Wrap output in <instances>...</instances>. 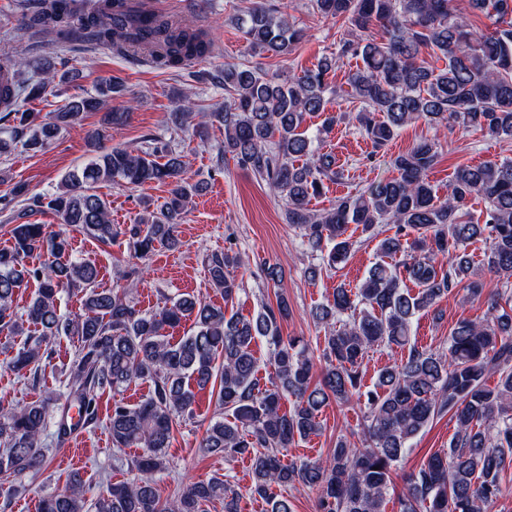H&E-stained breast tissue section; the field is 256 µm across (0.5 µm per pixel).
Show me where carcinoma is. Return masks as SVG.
<instances>
[{"instance_id": "carcinoma-1", "label": "carcinoma", "mask_w": 512, "mask_h": 512, "mask_svg": "<svg viewBox=\"0 0 512 512\" xmlns=\"http://www.w3.org/2000/svg\"><path fill=\"white\" fill-rule=\"evenodd\" d=\"M73 2L51 0L23 25L53 24L60 35H87L175 71L213 49L209 35L165 14L133 9L129 0H94L78 14ZM313 4L322 16L348 23L336 54L288 79L226 64L224 111L196 112L183 100L171 121L180 131L215 124L224 129V154L285 200L288 223L302 227L308 250L327 266L345 264L355 251L348 225L378 240L380 260L357 291L339 284L332 297L311 310L324 330L320 382L311 385L308 344L281 336V322L289 314L285 297L250 318L228 316L224 307L190 294L146 314L131 304L126 289L97 287L96 264L71 259L66 232L50 233L26 220L47 210L63 226L102 242L124 234L136 259L159 247L180 246L176 225L202 190L201 183L190 182L184 151L154 135L140 148L109 147L103 130H90L87 143L94 156L65 175L55 193L30 198L17 214L22 223L11 230L12 245L0 249V332L24 336L12 370L35 385L51 363L55 336L64 332L78 342L68 366L66 403L56 404L49 394L23 405L0 404V477L16 482L37 473L46 461L49 431L61 439L96 427L101 391L121 392L141 381L150 384V392L136 404L114 401L106 422L113 447L142 449L128 463L133 477L92 499L75 477L67 489L43 495L40 512H206L216 500L224 501L225 512H238L240 494L225 474L193 482L165 501L155 488L156 476L167 469L174 426L193 418L194 389L207 387L220 413L211 419L199 450L248 459V494L270 505V512H293L282 490L296 484L318 491L319 512H385L395 467L422 430L446 414L456 425L449 447L409 475L397 497L398 512H491L499 499L501 474L512 466V292L485 293L482 275L512 280V160L459 164L440 195L429 180L440 143L423 139L391 160L396 177L340 196L333 208L318 213L309 203L321 194L324 180L339 182L345 174L335 156L312 149L303 124L322 112L321 130L328 133L344 119L341 112H325V77L343 59L355 57L362 66L348 75L347 84L363 104L355 120L373 147L385 146L416 121L512 139V0H469L472 10L490 20L492 28L485 32L457 12L452 0ZM236 25L257 54L286 56L303 38L302 29L263 0H255ZM429 50L442 56L444 68L426 61ZM28 67L22 58L0 59V70L11 72L10 83L0 86L9 110L22 95L38 98L53 83L65 87L77 77L74 69L60 72L49 65L27 83L22 76ZM124 95V85L110 80L95 96L67 97L50 122L38 121L34 112H16L9 139L0 137V153L17 143L42 149L61 130L83 126L85 114L102 109L103 124L122 125L131 108L114 112L108 103ZM106 182L164 184L168 201L156 210L145 208L123 232L98 192ZM473 198L485 203L481 222L469 210ZM389 223L397 231L379 238L380 225ZM478 238L488 241V248L477 263L468 245ZM35 253L46 260L30 267L27 259ZM396 256L399 261L387 262ZM240 266L241 258L228 252L208 260L210 279L226 303L239 291L235 272ZM32 281L38 288L21 316L14 311L15 298ZM457 288L473 300L485 299L483 319L458 321L442 350L417 344L413 318ZM74 290L82 293L83 312L65 318L58 295ZM187 322L190 328L180 338L168 333ZM258 339L269 347L267 384L258 377L253 354ZM378 347L407 354L380 368L366 389L361 365ZM495 374L499 379L491 387L487 381ZM288 399L291 406L284 410ZM333 399L364 407L361 435L340 436L324 458L283 462L289 448L319 430V414Z\"/></svg>"}]
</instances>
